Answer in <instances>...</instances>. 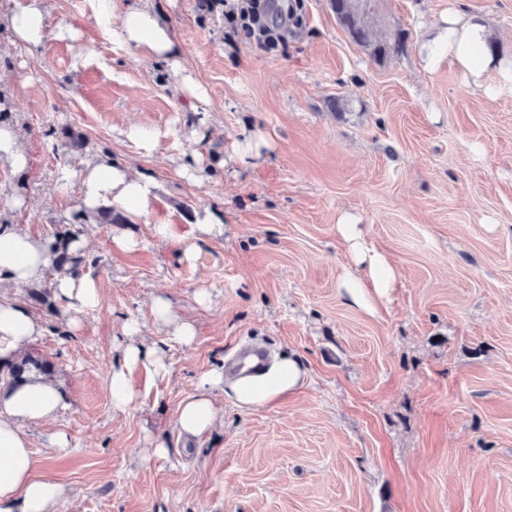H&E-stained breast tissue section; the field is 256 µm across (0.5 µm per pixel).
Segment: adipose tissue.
Wrapping results in <instances>:
<instances>
[{"label":"adipose tissue","mask_w":512,"mask_h":512,"mask_svg":"<svg viewBox=\"0 0 512 512\" xmlns=\"http://www.w3.org/2000/svg\"><path fill=\"white\" fill-rule=\"evenodd\" d=\"M95 13L98 20L111 25L112 37L119 44L143 49L151 58L179 67L176 34L146 0H126L120 9L114 0H95ZM6 23L15 37L32 49L41 47L53 34L43 0H16ZM424 49L426 66L445 57L476 81L495 61L487 46L486 27L475 16L449 15ZM76 177L82 185V202L91 211L110 206L127 216L140 217L151 212L157 199L154 178L131 173L126 165L108 158L77 172ZM336 232L348 251L339 287L349 303L376 313L398 283L397 270L386 253L367 245L365 227L355 217L340 216ZM53 259V254L29 235L11 225H0V276L7 281L22 285L41 281ZM40 332V324L26 309L0 301V359L14 357ZM305 378L297 359L280 357L258 374L237 378L231 390L240 404L262 406L300 387ZM223 381V373L217 371L204 376L199 394L182 404L178 416L182 434L195 436L215 425L218 415L208 391ZM61 402L54 385L38 380L0 390V512H57L65 489L35 476L31 445L20 424L54 418Z\"/></svg>","instance_id":"ef3b65f1"}]
</instances>
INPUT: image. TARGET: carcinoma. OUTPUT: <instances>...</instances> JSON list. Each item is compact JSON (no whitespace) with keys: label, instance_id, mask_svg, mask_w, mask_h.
<instances>
[{"label":"carcinoma","instance_id":"1","mask_svg":"<svg viewBox=\"0 0 512 512\" xmlns=\"http://www.w3.org/2000/svg\"><path fill=\"white\" fill-rule=\"evenodd\" d=\"M372 0H330L336 21L348 33L354 43L364 48L369 56L381 63L401 52L404 43L400 35L391 34L370 27L365 21L371 9ZM56 269L68 268L69 274H81L82 258L62 252L54 259ZM54 373V365L46 360L27 353L9 361L0 360V386H20L30 380V376L49 378Z\"/></svg>","mask_w":512,"mask_h":512}]
</instances>
